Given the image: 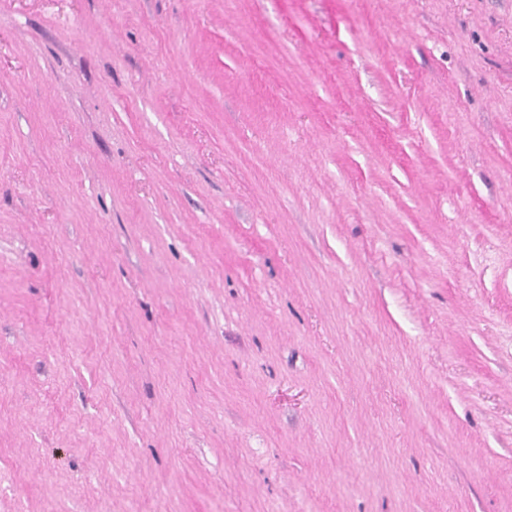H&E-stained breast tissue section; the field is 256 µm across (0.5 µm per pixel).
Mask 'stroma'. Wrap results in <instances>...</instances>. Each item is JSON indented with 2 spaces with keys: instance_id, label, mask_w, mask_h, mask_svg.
Wrapping results in <instances>:
<instances>
[{
  "instance_id": "1",
  "label": "stroma",
  "mask_w": 512,
  "mask_h": 512,
  "mask_svg": "<svg viewBox=\"0 0 512 512\" xmlns=\"http://www.w3.org/2000/svg\"><path fill=\"white\" fill-rule=\"evenodd\" d=\"M0 512H512V0H0Z\"/></svg>"
}]
</instances>
